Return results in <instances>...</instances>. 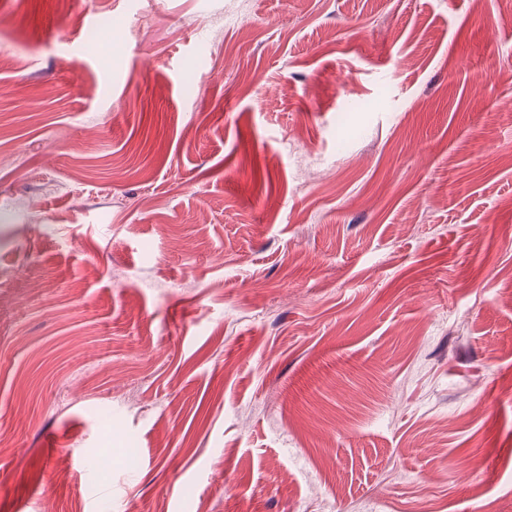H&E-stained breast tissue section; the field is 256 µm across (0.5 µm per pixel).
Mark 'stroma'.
<instances>
[{
  "label": "stroma",
  "instance_id": "1",
  "mask_svg": "<svg viewBox=\"0 0 512 512\" xmlns=\"http://www.w3.org/2000/svg\"><path fill=\"white\" fill-rule=\"evenodd\" d=\"M512 0H0V512H512Z\"/></svg>",
  "mask_w": 512,
  "mask_h": 512
}]
</instances>
